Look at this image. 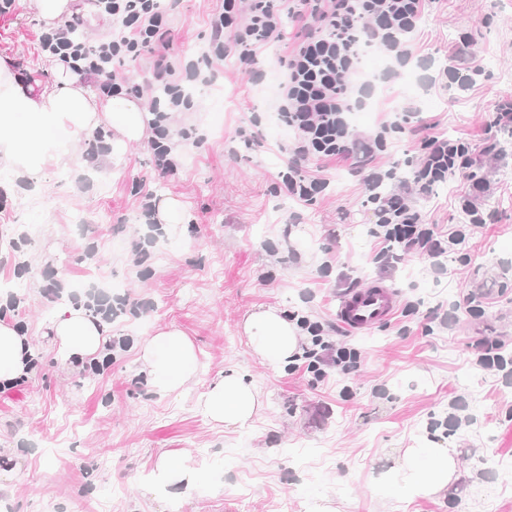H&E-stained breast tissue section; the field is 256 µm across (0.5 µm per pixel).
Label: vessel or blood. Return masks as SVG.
I'll return each instance as SVG.
<instances>
[{
	"label": "vessel or blood",
	"mask_w": 512,
	"mask_h": 512,
	"mask_svg": "<svg viewBox=\"0 0 512 512\" xmlns=\"http://www.w3.org/2000/svg\"><path fill=\"white\" fill-rule=\"evenodd\" d=\"M397 308L394 289L379 282L348 292L341 299L336 316L348 331L368 332L386 324Z\"/></svg>",
	"instance_id": "1"
}]
</instances>
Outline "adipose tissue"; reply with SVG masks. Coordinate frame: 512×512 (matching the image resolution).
<instances>
[{
    "mask_svg": "<svg viewBox=\"0 0 512 512\" xmlns=\"http://www.w3.org/2000/svg\"><path fill=\"white\" fill-rule=\"evenodd\" d=\"M49 64L55 82L33 87L25 77L0 62V166L40 186L48 165L57 160L55 130L73 133L102 126L112 132L113 153H122L132 142L144 139L146 123L138 100L99 96L81 86L78 74L59 59ZM24 115L17 126L15 115ZM243 333L253 352L264 362L285 365L301 355L300 338L293 323L274 307L248 314ZM52 344L66 358L103 357L109 342V326L83 308H64L49 327ZM26 341L14 322L0 318V385L25 376ZM138 359L148 382L159 397L183 388L196 374L197 353L193 341L180 329L165 327L137 346ZM262 406L256 386L243 376L228 374L211 383L195 399V407L212 423L243 427ZM203 463L188 453L162 457L142 486L145 496L162 505L172 503L177 489L198 485ZM457 464L448 448H409L387 474V481L412 495L447 491Z\"/></svg>",
    "mask_w": 512,
    "mask_h": 512,
    "instance_id": "obj_1",
    "label": "adipose tissue"
}]
</instances>
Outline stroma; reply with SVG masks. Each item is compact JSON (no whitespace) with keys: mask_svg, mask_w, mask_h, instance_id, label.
I'll use <instances>...</instances> for the list:
<instances>
[{"mask_svg":"<svg viewBox=\"0 0 512 512\" xmlns=\"http://www.w3.org/2000/svg\"><path fill=\"white\" fill-rule=\"evenodd\" d=\"M28 2L0 14V60L46 85L54 73L38 42L45 23ZM162 2L176 52L196 63L221 0ZM465 33L482 70L473 86L412 94L399 78L377 88V112L419 105L382 163L403 162L432 123L448 137L481 142L495 104L512 97V0H441L419 23L408 74L422 79L421 59L449 63ZM268 110L249 66L230 56L214 84L194 91L190 111L175 116V128L192 136L174 175H159L148 141L92 157L86 133L63 130L55 134L63 160L36 196L27 180L0 171V234L19 232L29 263L20 272L0 258V281L20 286L7 318L24 325L38 362L21 385L0 392V448L16 470L0 481V494L11 496V512H162L142 495L141 481L162 456L180 452L207 468L199 488L177 494L179 512H310L324 497L340 512H512V465L487 464L493 454H512V378L472 363L478 340L512 345V130L495 132L503 156L486 168L493 191L483 207L492 223L440 265L409 254L384 270L359 173L309 162L330 181L325 196L310 205L288 197ZM255 116L258 137L242 141L238 129ZM145 190L178 198L185 210L183 223L160 225L152 245ZM457 190L437 185L420 203L440 230L467 223ZM376 281L419 312L331 335L360 350L354 374L332 371L318 381L270 366L243 334L246 313L261 306L335 321L348 289ZM94 290L128 303L111 320L124 345L96 374L63 360L46 334L63 297ZM464 292L479 295L481 311L456 309ZM170 325L193 340L198 369L184 392L161 398L140 370L136 345ZM232 372L252 380L263 407L249 426L224 429L193 403ZM436 447L452 449L461 474L448 491L410 496L382 481L404 449Z\"/></svg>","mask_w":512,"mask_h":512,"instance_id":"obj_1","label":"stroma"}]
</instances>
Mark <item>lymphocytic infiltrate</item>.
<instances>
[{
	"instance_id": "obj_1",
	"label": "lymphocytic infiltrate",
	"mask_w": 512,
	"mask_h": 512,
	"mask_svg": "<svg viewBox=\"0 0 512 512\" xmlns=\"http://www.w3.org/2000/svg\"><path fill=\"white\" fill-rule=\"evenodd\" d=\"M439 0H223L210 20V40L203 67H182L174 54V30L159 0H93L99 12L116 17L118 32L111 40L87 47L75 41L80 17L64 27L42 32V51L71 62L86 78L95 80L103 95L111 96L128 86L112 68L117 59L137 61L150 54L155 58L151 83L167 89L165 99L153 100L150 122L151 149L162 175L177 167L172 155L171 121L174 113L190 109L182 93L184 78H199L202 69L223 67L228 56L254 64L259 54L283 43L285 21L299 23L300 30L286 45L275 66V92L270 107L286 136L278 150L288 160L281 183L289 197L311 204L324 196L328 179L309 174V161L329 163L365 158L362 184L374 222L372 237L381 255L393 251L419 253L428 259L444 254L446 248L464 243V231L455 229L440 236L435 224L418 207L436 184L460 181L458 204L469 218L470 228L488 220L482 202L492 190L489 179L478 175L477 164L497 154L495 144L478 148L462 139L427 132L407 158L410 174L395 176L377 159L386 154L404 131L405 114L385 113L370 132L361 134L353 122L369 97L371 86L362 80V63L375 53L387 61L404 63L418 22L434 10ZM296 325L311 337L302 357L308 372L323 377V364H334L348 375L360 367L358 350L335 346L326 340L331 324L301 315Z\"/></svg>"
}]
</instances>
